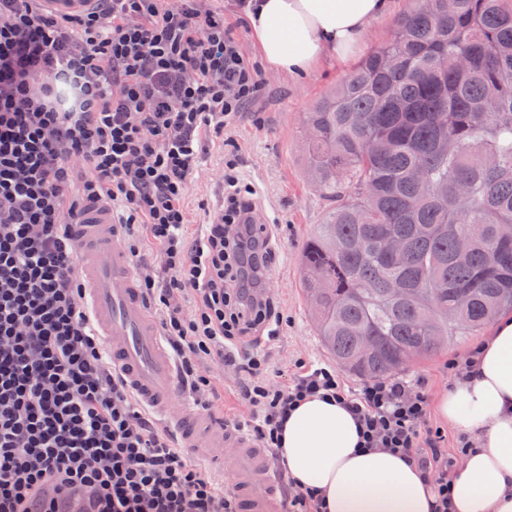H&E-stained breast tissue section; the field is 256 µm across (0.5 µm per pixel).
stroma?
<instances>
[{"label": "stroma", "mask_w": 512, "mask_h": 512, "mask_svg": "<svg viewBox=\"0 0 512 512\" xmlns=\"http://www.w3.org/2000/svg\"><path fill=\"white\" fill-rule=\"evenodd\" d=\"M353 67V62L329 57L303 76L265 70L267 90L260 114L241 113L223 135L206 141L204 161L191 177L184 199L187 222L194 230L209 222L224 205L226 161L235 163L241 184L252 187L253 202L267 221L272 250L268 291L286 321L278 335L249 340L243 350L264 355L270 375L285 379L291 376L296 359L333 361L300 288L303 245L329 207L328 200L307 178L302 126L305 113L312 111ZM480 341L477 335L459 339L429 360L410 363L399 377L408 382L424 381L431 402H438L449 387L445 363L464 359ZM210 371L217 380L209 416L251 420L250 409L240 400L243 375L231 365H214Z\"/></svg>", "instance_id": "obj_1"}]
</instances>
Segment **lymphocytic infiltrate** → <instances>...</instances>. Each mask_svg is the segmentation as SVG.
<instances>
[{
    "mask_svg": "<svg viewBox=\"0 0 512 512\" xmlns=\"http://www.w3.org/2000/svg\"><path fill=\"white\" fill-rule=\"evenodd\" d=\"M202 2L97 0L66 18L42 0H0V512H31L36 501L58 512L45 500L56 487L86 492L90 512H238L113 367L70 235L106 199L131 256L143 242L158 247L163 276L142 272L137 286L193 393L215 390L201 360L225 363L252 333L282 325L273 297L250 287L272 255L233 162L223 210L187 231L183 200L204 140L253 111L266 87L236 30ZM240 369L259 447L276 453L302 401L336 400L363 449L415 463L448 512L446 436L428 425L421 387L375 379L352 390L335 367L300 359L277 383L258 354Z\"/></svg>",
    "mask_w": 512,
    "mask_h": 512,
    "instance_id": "f902f5d3",
    "label": "lymphocytic infiltrate"
}]
</instances>
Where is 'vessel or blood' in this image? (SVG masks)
<instances>
[{"mask_svg": "<svg viewBox=\"0 0 512 512\" xmlns=\"http://www.w3.org/2000/svg\"><path fill=\"white\" fill-rule=\"evenodd\" d=\"M61 16H77L94 0H44ZM79 267L89 293L92 314L112 347V358L142 401L158 409L181 401L173 379V364L165 353L154 319L143 307L131 262L113 234L111 210L89 205L76 223ZM182 444L197 447L210 428L203 418L187 413L177 424ZM223 453L212 454L225 476L236 480L240 512H287L273 479L268 453L240 431H225Z\"/></svg>", "mask_w": 512, "mask_h": 512, "instance_id": "vessel-or-blood-1", "label": "vessel or blood"}]
</instances>
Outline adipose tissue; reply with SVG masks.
Instances as JSON below:
<instances>
[{
  "label": "adipose tissue",
  "instance_id": "adipose-tissue-1",
  "mask_svg": "<svg viewBox=\"0 0 512 512\" xmlns=\"http://www.w3.org/2000/svg\"><path fill=\"white\" fill-rule=\"evenodd\" d=\"M249 27L270 69L301 74L323 58L346 61L389 0H255ZM470 375L439 401V412L476 438L452 475L449 512H512V318L495 322ZM279 458L299 488L318 489L326 512H437L424 474L403 456L360 448L353 415L311 398L290 413Z\"/></svg>",
  "mask_w": 512,
  "mask_h": 512
}]
</instances>
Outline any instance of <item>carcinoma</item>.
<instances>
[{
	"instance_id": "cac0c4a2",
	"label": "carcinoma",
	"mask_w": 512,
	"mask_h": 512,
	"mask_svg": "<svg viewBox=\"0 0 512 512\" xmlns=\"http://www.w3.org/2000/svg\"><path fill=\"white\" fill-rule=\"evenodd\" d=\"M304 141L308 178L335 206L305 243L301 287L340 367L391 376L409 353L430 356L512 311L504 0H432L399 15L306 113ZM385 237L404 253L385 255Z\"/></svg>"
}]
</instances>
